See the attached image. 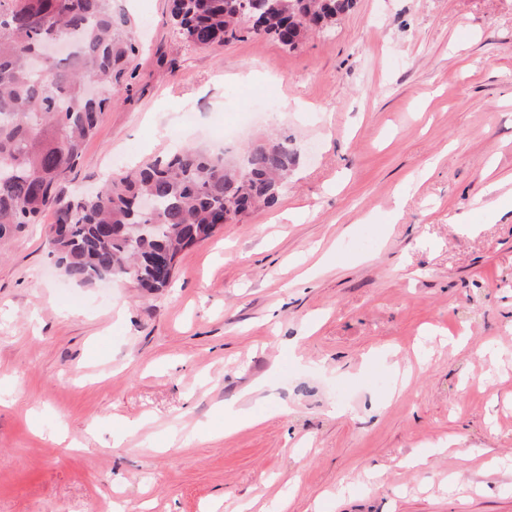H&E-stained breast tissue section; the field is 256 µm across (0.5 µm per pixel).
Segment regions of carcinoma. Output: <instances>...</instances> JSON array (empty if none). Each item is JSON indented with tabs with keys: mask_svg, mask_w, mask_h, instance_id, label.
Wrapping results in <instances>:
<instances>
[{
	"mask_svg": "<svg viewBox=\"0 0 512 512\" xmlns=\"http://www.w3.org/2000/svg\"><path fill=\"white\" fill-rule=\"evenodd\" d=\"M112 2L0 0V239L51 211L50 255L69 280L131 278L152 292L170 283L152 268L157 253L206 240L213 225L273 204L297 151L286 139H269L233 163L205 148H181L93 195L63 197L59 184L80 160L135 52L129 19ZM351 2L172 0L171 13L185 41L199 49L243 29L294 48L333 26ZM60 37L69 51L35 72L31 58ZM143 196L155 199L153 213L140 210Z\"/></svg>",
	"mask_w": 512,
	"mask_h": 512,
	"instance_id": "cac0c4a2",
	"label": "carcinoma"
}]
</instances>
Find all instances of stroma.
I'll return each mask as SVG.
<instances>
[{
    "mask_svg": "<svg viewBox=\"0 0 512 512\" xmlns=\"http://www.w3.org/2000/svg\"><path fill=\"white\" fill-rule=\"evenodd\" d=\"M113 7L133 77L64 197L225 135L298 163L158 294L68 281L52 214L0 241V512H512V0H354L293 49Z\"/></svg>",
    "mask_w": 512,
    "mask_h": 512,
    "instance_id": "obj_1",
    "label": "stroma"
}]
</instances>
